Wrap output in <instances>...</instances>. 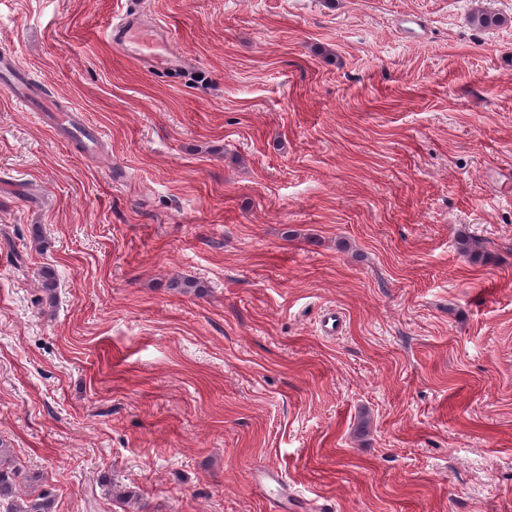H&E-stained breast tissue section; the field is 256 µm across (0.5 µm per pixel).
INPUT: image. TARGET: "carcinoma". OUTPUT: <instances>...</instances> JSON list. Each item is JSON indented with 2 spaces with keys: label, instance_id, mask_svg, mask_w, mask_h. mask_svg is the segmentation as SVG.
Returning <instances> with one entry per match:
<instances>
[{
  "label": "carcinoma",
  "instance_id": "carcinoma-1",
  "mask_svg": "<svg viewBox=\"0 0 512 512\" xmlns=\"http://www.w3.org/2000/svg\"><path fill=\"white\" fill-rule=\"evenodd\" d=\"M471 22L480 28H492L503 23L496 13L477 11ZM42 288L49 293L50 303L56 301L57 280L51 268L40 272ZM56 496L39 472H33L17 461L9 444L0 439V512H56Z\"/></svg>",
  "mask_w": 512,
  "mask_h": 512
}]
</instances>
